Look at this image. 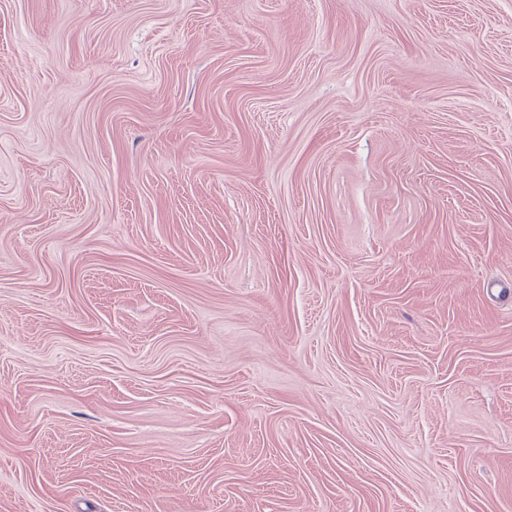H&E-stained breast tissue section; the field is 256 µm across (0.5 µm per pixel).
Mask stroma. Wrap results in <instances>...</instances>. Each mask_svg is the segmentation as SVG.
Listing matches in <instances>:
<instances>
[{
    "label": "stroma",
    "instance_id": "1",
    "mask_svg": "<svg viewBox=\"0 0 512 512\" xmlns=\"http://www.w3.org/2000/svg\"><path fill=\"white\" fill-rule=\"evenodd\" d=\"M512 0H0V512H512Z\"/></svg>",
    "mask_w": 512,
    "mask_h": 512
}]
</instances>
